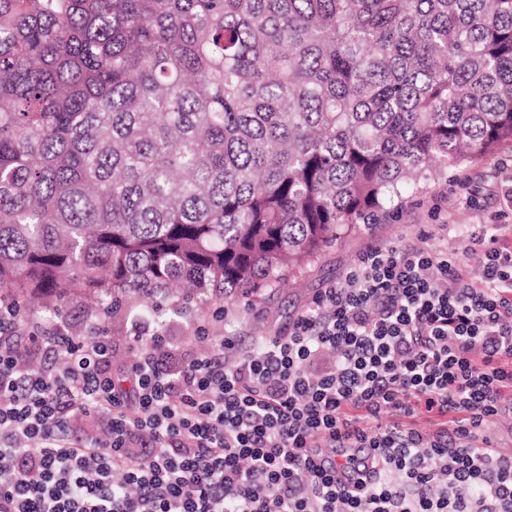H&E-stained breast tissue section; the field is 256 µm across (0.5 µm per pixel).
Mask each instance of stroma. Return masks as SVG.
<instances>
[{
  "label": "stroma",
  "mask_w": 512,
  "mask_h": 512,
  "mask_svg": "<svg viewBox=\"0 0 512 512\" xmlns=\"http://www.w3.org/2000/svg\"><path fill=\"white\" fill-rule=\"evenodd\" d=\"M505 159H512L511 150L449 172L447 177L431 182L423 192L411 197L400 209L361 227L327 249L320 260L292 284L273 289L262 302H240L233 312L237 349L224 354L225 363L233 364L237 357L258 351L262 337L283 330L320 288L341 277L369 245L411 241L424 249L456 247L469 234L472 225L512 224V204L506 202L501 193L502 182L512 177V171L501 165ZM444 224L452 225L450 235L441 232ZM135 318L136 313L131 310L112 319L108 325L113 370L123 369L138 353V345L132 339ZM199 323L206 326L209 335L225 333L224 318L212 305L201 306L165 322L163 332L171 336L179 355L185 357L192 351L202 350L203 345L194 333Z\"/></svg>",
  "instance_id": "obj_1"
}]
</instances>
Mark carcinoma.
I'll return each mask as SVG.
<instances>
[{
  "mask_svg": "<svg viewBox=\"0 0 512 512\" xmlns=\"http://www.w3.org/2000/svg\"><path fill=\"white\" fill-rule=\"evenodd\" d=\"M512 147V0H0V301L234 306Z\"/></svg>",
  "mask_w": 512,
  "mask_h": 512,
  "instance_id": "carcinoma-1",
  "label": "carcinoma"
}]
</instances>
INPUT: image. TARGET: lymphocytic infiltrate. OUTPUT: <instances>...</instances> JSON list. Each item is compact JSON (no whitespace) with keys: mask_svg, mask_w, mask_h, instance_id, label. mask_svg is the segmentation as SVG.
Masks as SVG:
<instances>
[{"mask_svg":"<svg viewBox=\"0 0 512 512\" xmlns=\"http://www.w3.org/2000/svg\"><path fill=\"white\" fill-rule=\"evenodd\" d=\"M511 232L367 247L230 367L171 368L154 333L128 390L107 337L16 338L0 308V512H512V459L485 436L512 414ZM68 411L103 437L84 445ZM339 448L365 453L345 483Z\"/></svg>","mask_w":512,"mask_h":512,"instance_id":"obj_1","label":"lymphocytic infiltrate"}]
</instances>
